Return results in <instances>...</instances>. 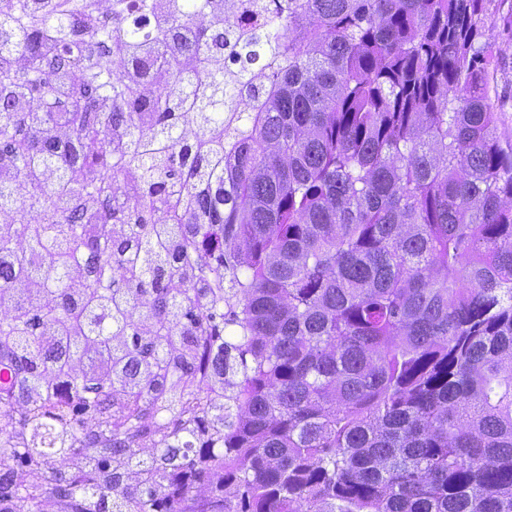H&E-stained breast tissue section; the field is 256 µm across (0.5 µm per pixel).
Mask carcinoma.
I'll list each match as a JSON object with an SVG mask.
<instances>
[{"label":"carcinoma","mask_w":512,"mask_h":512,"mask_svg":"<svg viewBox=\"0 0 512 512\" xmlns=\"http://www.w3.org/2000/svg\"><path fill=\"white\" fill-rule=\"evenodd\" d=\"M489 20L0 0V512H512Z\"/></svg>","instance_id":"1"}]
</instances>
